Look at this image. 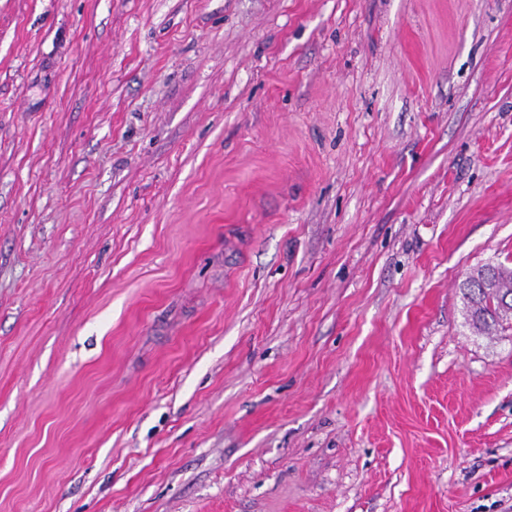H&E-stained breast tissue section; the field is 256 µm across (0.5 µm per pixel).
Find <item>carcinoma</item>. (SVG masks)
<instances>
[{
    "instance_id": "1",
    "label": "carcinoma",
    "mask_w": 512,
    "mask_h": 512,
    "mask_svg": "<svg viewBox=\"0 0 512 512\" xmlns=\"http://www.w3.org/2000/svg\"><path fill=\"white\" fill-rule=\"evenodd\" d=\"M462 289L474 333L489 335L512 328V267L486 264L466 278Z\"/></svg>"
}]
</instances>
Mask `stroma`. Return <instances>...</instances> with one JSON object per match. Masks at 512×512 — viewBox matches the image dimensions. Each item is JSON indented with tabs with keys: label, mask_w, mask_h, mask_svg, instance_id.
I'll use <instances>...</instances> for the list:
<instances>
[{
	"label": "stroma",
	"mask_w": 512,
	"mask_h": 512,
	"mask_svg": "<svg viewBox=\"0 0 512 512\" xmlns=\"http://www.w3.org/2000/svg\"><path fill=\"white\" fill-rule=\"evenodd\" d=\"M512 0H0V512H512ZM469 325L479 335L512 328V267L486 264L462 283Z\"/></svg>",
	"instance_id": "stroma-1"
}]
</instances>
